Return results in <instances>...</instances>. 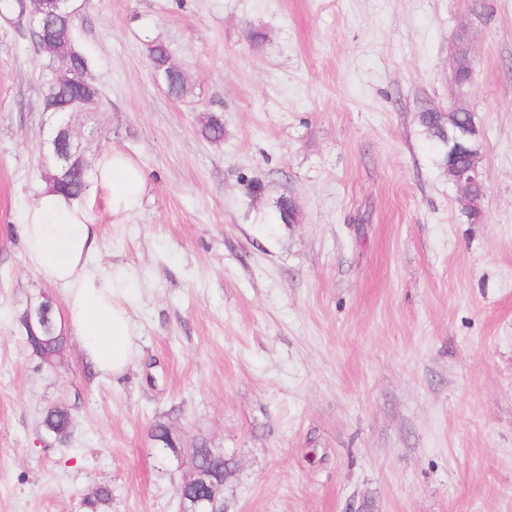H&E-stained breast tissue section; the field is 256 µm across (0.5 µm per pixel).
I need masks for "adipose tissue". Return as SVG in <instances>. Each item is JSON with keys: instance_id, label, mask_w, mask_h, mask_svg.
I'll use <instances>...</instances> for the list:
<instances>
[{"instance_id": "ef3b65f1", "label": "adipose tissue", "mask_w": 512, "mask_h": 512, "mask_svg": "<svg viewBox=\"0 0 512 512\" xmlns=\"http://www.w3.org/2000/svg\"><path fill=\"white\" fill-rule=\"evenodd\" d=\"M93 182L108 196L113 223H125L142 203L145 175L120 151L101 157ZM26 260L41 277L65 290V313L84 358L100 375L122 377L131 364L132 325L118 298L122 271L103 270L94 258L99 227L81 200L44 189L12 217Z\"/></svg>"}]
</instances>
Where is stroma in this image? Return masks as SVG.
<instances>
[{"mask_svg":"<svg viewBox=\"0 0 512 512\" xmlns=\"http://www.w3.org/2000/svg\"><path fill=\"white\" fill-rule=\"evenodd\" d=\"M484 6L475 17V2ZM100 99L69 114L88 162L143 169L140 211L101 230L122 267L133 360L93 373L75 339L50 368L18 317L61 288L27 263L14 211L44 186L45 61L0 18V512H179L189 460L166 423L236 462L227 512H512V0H79ZM470 27L484 216L457 208L417 123L453 96ZM164 42L191 92L158 82ZM224 123L214 143L207 114ZM298 220L262 226L279 197ZM73 430L45 445V411ZM458 34H463L465 37V44L460 45L457 42V36L448 44V60L450 64V73L453 76L457 70L468 62L469 55H472L471 35L467 26L462 27ZM457 34V35H458ZM472 62L474 58L472 55ZM71 425V408L65 404L54 405L51 409H48L42 421L46 434L60 443L67 441Z\"/></svg>","mask_w":512,"mask_h":512,"instance_id":"1","label":"stroma"}]
</instances>
